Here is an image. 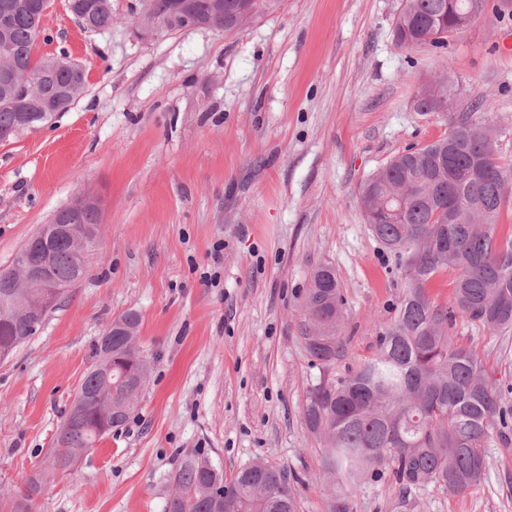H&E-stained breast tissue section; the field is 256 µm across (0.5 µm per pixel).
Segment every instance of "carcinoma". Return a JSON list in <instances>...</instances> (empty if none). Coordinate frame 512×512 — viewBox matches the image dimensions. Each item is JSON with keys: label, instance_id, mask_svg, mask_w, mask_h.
Here are the masks:
<instances>
[{"label": "carcinoma", "instance_id": "1", "mask_svg": "<svg viewBox=\"0 0 512 512\" xmlns=\"http://www.w3.org/2000/svg\"><path fill=\"white\" fill-rule=\"evenodd\" d=\"M33 0H0V58L16 76L0 73V131L31 125L68 111L84 94L85 70L67 56L35 58L44 25ZM174 0H140L132 21L150 24L171 15ZM475 0H405L393 23L398 46L441 49L457 34L459 20ZM68 9L90 32L115 22L112 0H68ZM448 75L425 84L416 96L419 112L448 111ZM512 165L502 161L493 129L474 109L454 112L448 133L416 152H400L374 171L360 189L370 230L404 270L408 288L393 321L379 336L374 355L339 378H323L308 390L304 420L323 443L322 476L332 481L328 512H355L354 498L368 478L392 477L405 492L429 484L456 494L483 482L485 448L494 429L512 424L495 380L482 360L456 342L450 329L460 315L492 335L512 331V236L501 241L496 226L512 203L505 183ZM54 277L66 289L86 273L67 240L51 246ZM455 272L453 304L430 293L442 272ZM25 313L15 314L0 296V355L13 354L31 338L33 321L53 304L25 288ZM346 299L335 270L311 274L302 297L304 344L312 361L330 367L342 353ZM141 319L129 311L104 335L111 338L112 386L103 377L105 350L80 391L84 410L77 422L65 415L45 466L29 480L14 512L39 493L47 478L66 471L83 448L100 441L104 427L117 429L132 416L130 389L147 377L151 356L139 340ZM208 460L189 452L170 477L166 512H297L286 472L264 463L244 467L230 480Z\"/></svg>", "mask_w": 512, "mask_h": 512}]
</instances>
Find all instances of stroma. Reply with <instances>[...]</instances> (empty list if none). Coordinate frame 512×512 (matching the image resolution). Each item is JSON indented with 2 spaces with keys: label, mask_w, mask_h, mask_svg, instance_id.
<instances>
[{
  "label": "stroma",
  "mask_w": 512,
  "mask_h": 512,
  "mask_svg": "<svg viewBox=\"0 0 512 512\" xmlns=\"http://www.w3.org/2000/svg\"><path fill=\"white\" fill-rule=\"evenodd\" d=\"M112 0L111 31L83 30L50 0L36 57L64 54L87 89L52 123L0 141V270L40 225L90 191L101 201L87 274L36 335L0 362V493L40 470L112 320L141 316L156 360L138 411L28 512H164L169 477L199 452L225 478L261 462L291 475L298 512H328L324 449L306 394L371 357L405 291L396 260L365 222L361 183L411 145L448 131L478 102L512 161V5L487 13L441 51L396 46L401 0H282L227 34L144 40ZM457 90L448 112L414 108L440 67ZM333 267L347 298L343 353L309 357L301 295ZM217 279L207 285V276ZM453 334L512 403V332L466 318ZM481 486L429 485L403 497L367 480L356 512H512V440H493Z\"/></svg>",
  "instance_id": "stroma-1"
}]
</instances>
